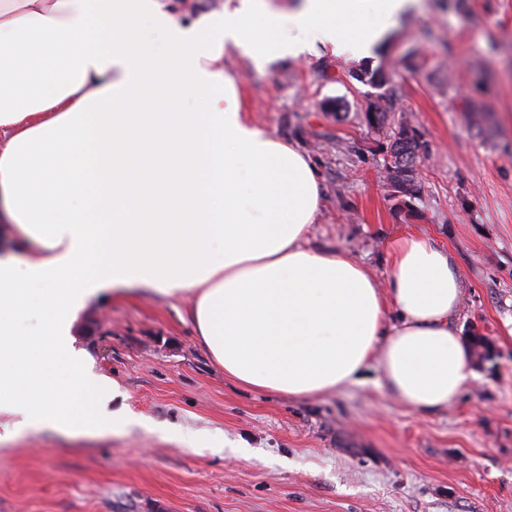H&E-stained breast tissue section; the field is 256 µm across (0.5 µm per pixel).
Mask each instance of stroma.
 I'll return each instance as SVG.
<instances>
[{"mask_svg": "<svg viewBox=\"0 0 512 512\" xmlns=\"http://www.w3.org/2000/svg\"><path fill=\"white\" fill-rule=\"evenodd\" d=\"M224 66L254 122L312 157L315 243L382 283L393 240L437 238L463 288L454 324L463 342L489 338L490 358L431 414L393 399L373 366L363 384L295 399L226 377L185 302L107 291L80 312L75 347L136 423L1 443L0 512H512V0H420L370 60L257 70L230 50ZM375 71L383 86L363 81ZM382 91L421 144L415 198L393 196L388 139L364 121Z\"/></svg>", "mask_w": 512, "mask_h": 512, "instance_id": "obj_1", "label": "stroma"}]
</instances>
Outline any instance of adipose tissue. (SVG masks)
I'll use <instances>...</instances> for the list:
<instances>
[{
	"mask_svg": "<svg viewBox=\"0 0 512 512\" xmlns=\"http://www.w3.org/2000/svg\"><path fill=\"white\" fill-rule=\"evenodd\" d=\"M172 0H0V224L37 250L0 258V442L107 428L117 385L73 348L84 304L142 288L184 300L241 386L312 398L377 366L418 413L471 383L446 247L404 235L386 287L349 253L312 247L315 163L256 127L224 52L257 67L370 58L417 0H225L180 21ZM191 93L196 112L177 99ZM36 317L32 331L22 328Z\"/></svg>",
	"mask_w": 512,
	"mask_h": 512,
	"instance_id": "ef3b65f1",
	"label": "adipose tissue"
}]
</instances>
